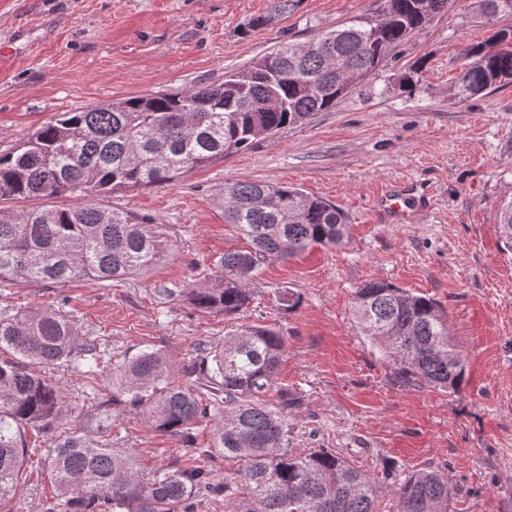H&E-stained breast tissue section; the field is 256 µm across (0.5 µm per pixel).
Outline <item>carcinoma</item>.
Returning <instances> with one entry per match:
<instances>
[{
	"mask_svg": "<svg viewBox=\"0 0 512 512\" xmlns=\"http://www.w3.org/2000/svg\"><path fill=\"white\" fill-rule=\"evenodd\" d=\"M375 14L322 31L304 43H281L224 82L181 92L133 96L62 112L15 151L0 154V200L72 196L79 203L0 215V288L21 281L65 283L79 278L123 280L150 267L158 243L126 210L86 202L118 189L167 184L213 158L336 105L456 0H377ZM458 77L466 100L512 83V32L474 46ZM224 221L249 248L224 254V274L182 289L203 311L235 314L249 303L262 259L294 257L339 243L345 215L303 190L252 181L224 184L217 196ZM502 248L512 253V198L498 209ZM353 315L380 358L403 382L454 390L466 358L450 340L448 316L436 300L370 281L354 292ZM285 339L246 326L217 344L201 342L176 376L166 357L143 350L112 372V402L104 401L85 429L64 431L42 457L59 502L45 512H197L206 497L224 495L225 512H376L378 487L335 448L289 447L288 406L258 396L275 382ZM63 363L97 391L112 352L78 333L64 316L0 308V506L13 498L23 462L41 449L31 430L53 429L65 394L46 370ZM136 411L149 426L190 436L216 419L204 455L238 463L215 481L201 465L175 468L146 482L136 458L112 448L111 405ZM398 512H444L449 478L429 470L395 489Z\"/></svg>",
	"mask_w": 512,
	"mask_h": 512,
	"instance_id": "obj_1",
	"label": "carcinoma"
}]
</instances>
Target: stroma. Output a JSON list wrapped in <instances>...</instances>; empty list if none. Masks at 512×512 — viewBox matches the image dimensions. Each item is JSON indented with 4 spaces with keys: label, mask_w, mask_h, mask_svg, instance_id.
Listing matches in <instances>:
<instances>
[{
    "label": "stroma",
    "mask_w": 512,
    "mask_h": 512,
    "mask_svg": "<svg viewBox=\"0 0 512 512\" xmlns=\"http://www.w3.org/2000/svg\"><path fill=\"white\" fill-rule=\"evenodd\" d=\"M375 0H0V154L62 112L158 91L223 82L280 42L373 14ZM265 25H257V18ZM512 13L459 0L405 40L374 75L327 112L219 156L172 184L103 197L157 232L149 269L119 282H25L6 302L16 311L56 310L80 335L121 363L160 350L173 368L199 343L265 325L286 339L269 403L280 390L290 445L335 448L379 488L377 512H396L395 486L447 469V512H512V255L502 252L496 213L512 197V84L459 100L455 81L470 48ZM287 184L339 207L346 233L336 245L266 261L251 300L233 315L202 312L178 289L214 280L225 252L244 248L216 204L224 183ZM431 186L400 222L380 203L397 183ZM382 281L439 301L467 357L459 389L399 382L361 336L353 294ZM299 295L295 308L281 301ZM66 393L60 430L85 425L108 391L83 388L67 367L50 374ZM58 429V430H59ZM212 425L191 437L152 429L116 411L112 446L135 452L145 478L200 461L217 479L233 462L200 456ZM54 488L28 457L14 497L0 512H41Z\"/></svg>",
    "instance_id": "stroma-1"
}]
</instances>
